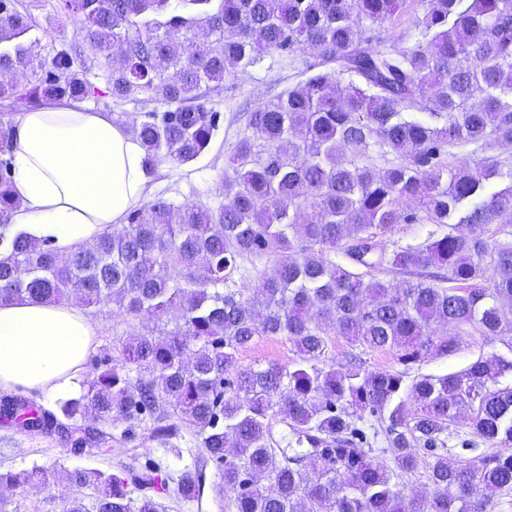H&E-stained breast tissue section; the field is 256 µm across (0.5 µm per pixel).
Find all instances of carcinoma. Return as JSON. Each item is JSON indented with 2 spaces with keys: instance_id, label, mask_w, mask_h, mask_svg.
I'll return each mask as SVG.
<instances>
[{
  "instance_id": "obj_1",
  "label": "carcinoma",
  "mask_w": 512,
  "mask_h": 512,
  "mask_svg": "<svg viewBox=\"0 0 512 512\" xmlns=\"http://www.w3.org/2000/svg\"><path fill=\"white\" fill-rule=\"evenodd\" d=\"M405 4L64 0L110 66L112 96L170 106L130 121L150 164L185 165L209 147L220 115L201 102V86L240 78L269 51L316 57L304 83L250 112L216 208L159 197L131 210L122 230L61 250L14 230L11 165L0 159L1 302L53 304L74 294L85 306L110 301L124 316L174 323L106 355L87 389L59 402L65 419L91 413L106 425L148 416L151 437L167 443L180 429L168 411L174 404L204 462L221 469L237 512H493L491 496L512 492V386H499L512 360L479 358L409 384L399 371L327 364L331 327L371 351L402 349L414 362L446 357L475 334L507 335L512 348V169L509 185L497 188L492 179L505 174L489 156L499 142L512 143V0H425L413 46L369 47L363 23L397 17ZM29 29L16 0H0V74L45 71L31 91L1 82L0 98L18 107L42 94L92 95L69 52L49 65L36 58L24 42ZM374 145L400 162L374 170L364 163ZM468 145L484 154L476 167L445 161ZM411 199L448 232L388 251L384 233L421 220L403 208ZM264 259L271 265L257 268ZM249 263L257 284L238 288ZM384 266L405 279L393 286L373 275ZM450 324L453 336L444 330ZM260 336L288 337L298 359L238 367L239 351ZM464 410L465 438L457 430ZM277 411L293 434L286 448L269 433ZM0 414L31 432L59 425L22 399L1 404ZM366 414L384 425L396 470L372 462ZM454 438L473 456L448 459ZM418 448L430 459L432 492L423 499L399 482L418 469ZM306 462L319 467L313 482ZM69 481L62 512L163 508L155 499L163 482L151 470H75ZM131 484L141 498H132ZM86 488L96 492L90 507ZM178 494L199 496L191 472Z\"/></svg>"
}]
</instances>
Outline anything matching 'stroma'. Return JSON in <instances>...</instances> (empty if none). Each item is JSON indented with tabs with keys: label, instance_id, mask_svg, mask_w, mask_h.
<instances>
[{
	"label": "stroma",
	"instance_id": "obj_1",
	"mask_svg": "<svg viewBox=\"0 0 512 512\" xmlns=\"http://www.w3.org/2000/svg\"><path fill=\"white\" fill-rule=\"evenodd\" d=\"M18 7L30 18L32 28L27 38L33 41L41 58L48 60L60 51L84 44L81 22L63 10L62 0H18ZM422 15L421 0H407L400 19L368 24L372 47H379L388 39L397 40L405 47L412 46L416 40L414 24ZM304 69V57L291 60L272 51L244 77L206 90V106L221 116L209 148L194 162L159 163L152 167L147 199L164 197L178 204L223 202L224 163L236 142L248 132V112L304 81ZM108 72L105 60L86 49L78 74L95 88L94 94L84 100L88 109L108 113L122 126L142 113L166 111V104L159 101L114 99ZM86 313L97 329L98 347L88 361L92 369L103 353L118 354L123 340L129 336L171 328L170 322L164 319L148 321L119 315L108 303L87 308ZM507 342L504 336H465L458 350L448 357L426 358L406 365L398 350L358 353L348 340L334 333L330 336L328 361L340 368L356 353L369 370L403 371L411 377L442 375L459 371L481 357L512 356ZM295 359L293 343L283 336L257 338L238 353V363L243 368L267 363L285 365ZM149 427L146 421H114L111 440L92 449L77 436L64 438L55 433H33L0 416V473L31 475L30 482L22 488L0 490V512H60L63 499L72 492L65 476L76 469H98L108 474L122 470L138 473L155 466L170 476L166 492L159 496L165 512H236L234 499L225 492L221 474L212 463L207 464L202 474L199 498L179 499L178 481L184 471L192 469L200 454L194 432L183 428L181 439L165 447L150 438Z\"/></svg>",
	"mask_w": 512,
	"mask_h": 512
}]
</instances>
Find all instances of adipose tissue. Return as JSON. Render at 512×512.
I'll list each match as a JSON object with an SVG mask.
<instances>
[{
    "mask_svg": "<svg viewBox=\"0 0 512 512\" xmlns=\"http://www.w3.org/2000/svg\"><path fill=\"white\" fill-rule=\"evenodd\" d=\"M12 222L59 247L94 241L143 204L140 141L108 113L65 99L25 112L12 130ZM97 345L78 306L0 302V390L52 397L87 373Z\"/></svg>",
    "mask_w": 512,
    "mask_h": 512,
    "instance_id": "obj_1",
    "label": "adipose tissue"
}]
</instances>
